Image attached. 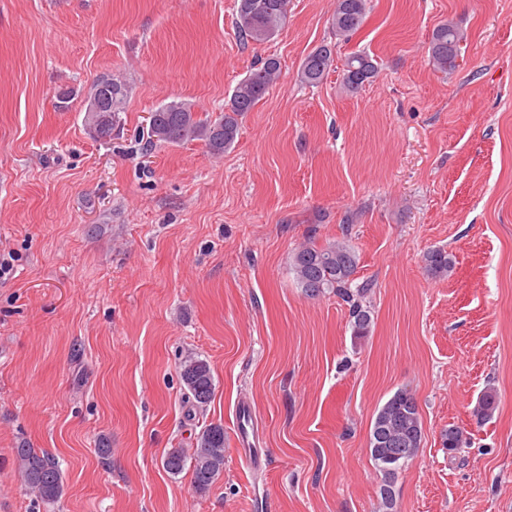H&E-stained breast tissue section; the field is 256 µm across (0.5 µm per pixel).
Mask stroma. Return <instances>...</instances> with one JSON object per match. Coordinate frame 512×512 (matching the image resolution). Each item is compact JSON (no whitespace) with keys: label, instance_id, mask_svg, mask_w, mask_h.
<instances>
[{"label":"stroma","instance_id":"1","mask_svg":"<svg viewBox=\"0 0 512 512\" xmlns=\"http://www.w3.org/2000/svg\"><path fill=\"white\" fill-rule=\"evenodd\" d=\"M370 5L339 43L336 0H290L278 35L245 45L234 0H0V512H378L370 431L401 388L424 437L397 512H512V0ZM448 19L468 39L445 74L427 51ZM331 42L336 68L302 85L303 58ZM359 51L378 71L348 95L339 65ZM269 56L281 79L223 157L146 150L150 112L219 113ZM106 74L130 97L99 141L84 115ZM310 236L354 247L368 336L334 294L297 286ZM438 248L444 278L424 266ZM190 356L213 373L203 407L180 380ZM241 400L267 450L255 473L231 442ZM212 423L224 473L200 491L163 460ZM451 424L467 439L453 457ZM21 445L58 459V505L25 490ZM426 270L434 276L447 277L454 268V262L446 250L428 251L424 256Z\"/></svg>","mask_w":512,"mask_h":512}]
</instances>
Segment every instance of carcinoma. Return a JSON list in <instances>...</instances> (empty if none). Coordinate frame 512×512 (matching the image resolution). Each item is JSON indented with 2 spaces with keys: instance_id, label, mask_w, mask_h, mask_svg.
Returning a JSON list of instances; mask_svg holds the SVG:
<instances>
[{
  "instance_id": "1",
  "label": "carcinoma",
  "mask_w": 512,
  "mask_h": 512,
  "mask_svg": "<svg viewBox=\"0 0 512 512\" xmlns=\"http://www.w3.org/2000/svg\"><path fill=\"white\" fill-rule=\"evenodd\" d=\"M289 0H236L234 26L243 43L270 41L285 24ZM369 10V0H336L331 28L336 39L349 40L362 26ZM465 32L453 20L438 24L429 41V62L434 69L449 73L458 67ZM335 46L324 43L311 50L299 69L300 82L314 87L321 84L334 63ZM377 65L368 54L358 53L345 58L342 64L341 88L356 94L375 76ZM281 63L267 57L251 69L234 88L224 111L216 117L198 116L191 105L170 101L150 113L148 147L157 144L178 145L202 141L215 157L224 155L235 142L241 120L252 111L267 91L278 83ZM112 90V108L104 112L86 110L84 125L96 139H112L121 122L128 98L127 83L109 75L93 86L90 97L101 87ZM426 270L438 277L452 272L454 262L444 249L424 255ZM358 266L355 250L345 241L326 245L316 244L310 237L292 254L290 269L296 284L308 298L332 292L348 306L351 328L356 336H366L372 324L371 284L353 285ZM180 379L196 405L203 407L214 394V377L208 362L199 357H187L180 365ZM496 410L495 395L488 391L480 400L476 417L487 421ZM423 424L416 399L406 389H399L378 409L369 438V450L375 469L381 474L379 493L381 512H394V483L409 461L417 457L423 441ZM442 447L448 454L464 446L462 431L455 425L441 433ZM224 427L211 424L198 435L193 448H173L164 458L167 472L178 475L189 469L193 482L200 490L207 489L224 472ZM18 473L26 489L46 504L61 502L64 495V475L54 455L34 448L14 449Z\"/></svg>"
}]
</instances>
